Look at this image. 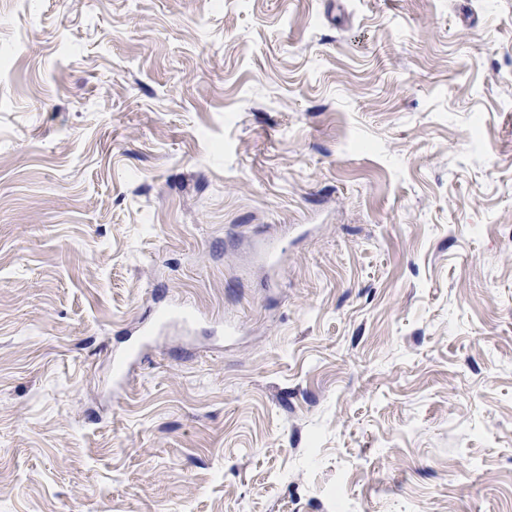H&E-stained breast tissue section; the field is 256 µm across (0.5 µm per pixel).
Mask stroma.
<instances>
[{
    "mask_svg": "<svg viewBox=\"0 0 512 512\" xmlns=\"http://www.w3.org/2000/svg\"><path fill=\"white\" fill-rule=\"evenodd\" d=\"M338 498L512 512V0H0V512ZM201 320L196 310L179 304L174 308H167L163 311L155 324L142 323L139 326L141 341L135 346L123 351H113V362L118 364V369L114 372L112 380L113 384L120 386L122 382L123 369L142 362L143 353L149 346L154 336L161 332L176 327L185 335H189L193 331V327Z\"/></svg>",
    "mask_w": 512,
    "mask_h": 512,
    "instance_id": "stroma-1",
    "label": "stroma"
}]
</instances>
